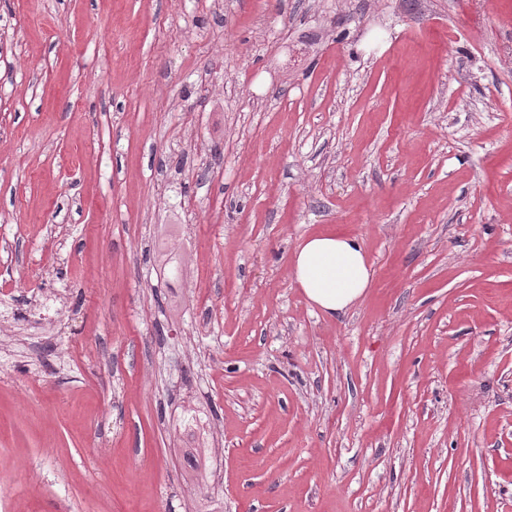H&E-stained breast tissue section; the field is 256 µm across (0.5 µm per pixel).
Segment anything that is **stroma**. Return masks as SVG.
<instances>
[{
	"label": "stroma",
	"mask_w": 512,
	"mask_h": 512,
	"mask_svg": "<svg viewBox=\"0 0 512 512\" xmlns=\"http://www.w3.org/2000/svg\"><path fill=\"white\" fill-rule=\"evenodd\" d=\"M0 512H512V0H0ZM292 274L311 305L336 317L366 296L374 271L359 237L319 232L296 248Z\"/></svg>",
	"instance_id": "1"
}]
</instances>
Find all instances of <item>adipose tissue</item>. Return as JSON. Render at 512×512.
Here are the masks:
<instances>
[{
  "label": "adipose tissue",
  "instance_id": "ef3b65f1",
  "mask_svg": "<svg viewBox=\"0 0 512 512\" xmlns=\"http://www.w3.org/2000/svg\"><path fill=\"white\" fill-rule=\"evenodd\" d=\"M292 274L311 305L336 317L366 296L374 271L359 237L319 232L296 248Z\"/></svg>",
  "mask_w": 512,
  "mask_h": 512
}]
</instances>
